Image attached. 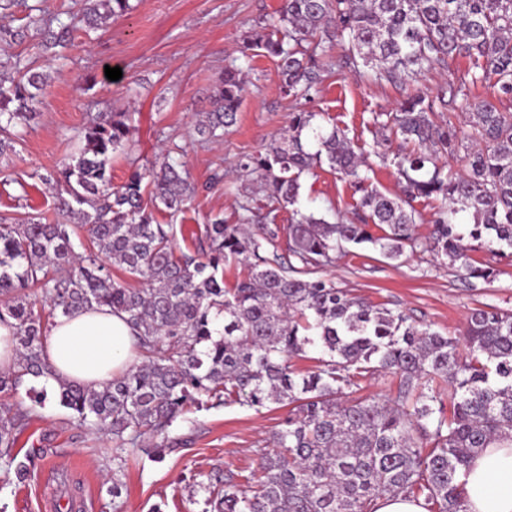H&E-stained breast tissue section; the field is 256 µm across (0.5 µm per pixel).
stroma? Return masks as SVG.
Masks as SVG:
<instances>
[{
  "instance_id": "35a3bbf8",
  "label": "stroma",
  "mask_w": 512,
  "mask_h": 512,
  "mask_svg": "<svg viewBox=\"0 0 512 512\" xmlns=\"http://www.w3.org/2000/svg\"><path fill=\"white\" fill-rule=\"evenodd\" d=\"M279 4L280 0H130V11L111 20L107 29L88 33L74 26L72 47L65 58L55 60L38 49L39 38L28 29V16L36 8L47 20L60 13L77 18L82 0H13L4 23L14 37L0 42V77L13 75L19 58L46 74L47 86L39 116L14 129L16 156L10 163H0V217H54V195L40 173L69 162L92 117L130 112L133 151L114 154L113 186L126 180L130 157L158 165L178 146L198 193L182 213H157L158 222L178 227L176 239L184 248L195 246V232L211 217L220 215L225 223H235L249 178L235 181L229 193L220 186L209 188L208 181L213 173L233 170L241 156L260 150L288 127L292 104L281 92L276 59L241 55L244 33L259 18L272 15ZM341 55L340 48L326 50L324 60L332 68L305 108L366 149L373 143L372 113L394 111L404 93L339 67ZM234 58L248 80L237 123L223 137L200 142L195 117L210 111L218 79ZM108 65L121 68V79H107ZM471 67L469 59L460 58L426 72L418 83L431 96L457 89V107L450 119L463 130L469 127L465 102L489 100L500 111L512 113V99L499 95L491 84H470ZM356 202L348 180L329 167L302 179L298 207L304 213L333 222L338 215L351 214ZM471 257L476 264L495 266L493 282L478 280L469 287L432 253L419 250L390 260L369 245L351 248L325 275L336 287L401 310L420 326L454 335L471 309L512 311V261L498 260L484 248L472 251ZM287 414V408L278 404L260 410L231 404L190 412L171 428L167 441L177 449L163 462L129 460L122 494L116 498L111 436L98 433L56 398H48L18 429L13 449L20 461L30 453H42L31 478L4 482L9 463L0 459V512H47L51 499L61 505L85 500L86 512H211L208 498L215 474L248 475L257 466L256 448Z\"/></svg>"
}]
</instances>
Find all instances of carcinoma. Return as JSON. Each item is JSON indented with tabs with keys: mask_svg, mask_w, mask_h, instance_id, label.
<instances>
[{
	"mask_svg": "<svg viewBox=\"0 0 512 512\" xmlns=\"http://www.w3.org/2000/svg\"><path fill=\"white\" fill-rule=\"evenodd\" d=\"M129 9V0H85L83 13L98 30ZM28 25L47 30L48 47L70 45L68 23L48 30L31 15ZM305 43L339 45L344 64L409 90L398 110L371 117L373 154L393 163L400 193L377 189L373 166L347 135L323 131L313 125L317 113L296 107L284 134L239 161L257 188L240 202L237 223L216 215L204 225L201 261L176 253L174 226L157 223L144 204L148 193L156 210L176 214L191 202L181 154L131 167L114 188L112 156L132 148V116L93 121L71 162L39 175L55 186L56 215L66 221L0 218V322L15 321L19 350L16 369L0 372V393L26 376L52 375L42 357L45 314L109 306L127 315L147 361L99 390L62 382L58 401L112 436L117 459L129 451L161 461L167 449L145 438H166L192 407L286 404L288 416L257 450L245 483L233 473L216 479L215 512H376L379 499L398 493L424 497L430 512H466L470 460L512 445V313L474 309L458 335L444 336L321 273L362 244L388 259L407 247L430 250L468 282L494 274L475 265V244L512 260V113L486 100L469 104L470 136L444 116L455 109V90L415 89L424 70L465 57L470 83L491 80L512 97V0H281L277 17L251 30L244 48L277 58L282 92L297 105L318 92L325 72ZM14 68L10 85L0 81V158L16 153L11 128L36 119L46 86L21 60ZM244 91L242 68L224 66L212 109L195 126L201 139L235 126ZM443 155L462 170L447 169ZM324 163L359 194L352 217L334 224L297 209L302 176ZM421 198L439 202L425 238L413 206ZM289 208L293 223H275ZM463 211L472 216L465 229L455 223ZM71 224L87 228L83 254ZM236 262L248 274L226 288L224 268ZM114 267L141 287L114 277ZM31 285L43 304L22 295ZM310 349L321 350L318 365L295 370L290 359ZM376 373L391 377L393 397L358 394V381ZM46 400L40 391L30 406L0 404V458H12L16 430Z\"/></svg>",
	"mask_w": 512,
	"mask_h": 512,
	"instance_id": "obj_1",
	"label": "carcinoma"
}]
</instances>
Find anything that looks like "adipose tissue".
I'll list each match as a JSON object with an SVG mask.
<instances>
[{
  "instance_id": "adipose-tissue-1",
  "label": "adipose tissue",
  "mask_w": 512,
  "mask_h": 512,
  "mask_svg": "<svg viewBox=\"0 0 512 512\" xmlns=\"http://www.w3.org/2000/svg\"><path fill=\"white\" fill-rule=\"evenodd\" d=\"M134 332L102 306L57 317L42 354L61 380L98 390L133 362ZM467 512H512V447L484 449L465 478Z\"/></svg>"
}]
</instances>
